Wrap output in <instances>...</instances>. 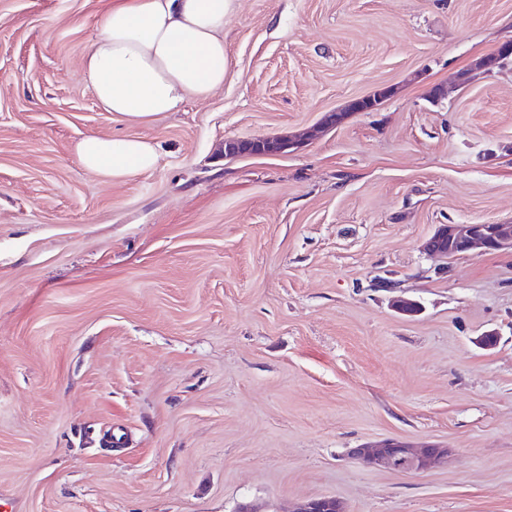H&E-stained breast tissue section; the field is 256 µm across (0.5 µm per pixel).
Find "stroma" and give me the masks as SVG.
Listing matches in <instances>:
<instances>
[{
	"instance_id": "1",
	"label": "stroma",
	"mask_w": 512,
	"mask_h": 512,
	"mask_svg": "<svg viewBox=\"0 0 512 512\" xmlns=\"http://www.w3.org/2000/svg\"><path fill=\"white\" fill-rule=\"evenodd\" d=\"M110 2L0 0V512H512V250L422 249L512 224V69L453 83L512 0H236L223 87L150 125L82 76ZM90 135L159 162L105 181ZM381 439L448 462L349 457ZM74 150L86 169L112 182L150 171L159 160L151 142L132 136H86L75 144ZM241 146L243 150L252 151L254 154H268V155H276L284 153L286 150H290L292 148H297L296 141L293 139H264V140H255V141H240L239 143H230L229 150H238ZM440 240H448L458 246L460 255H473L512 249V224H492L484 230L479 224H439L435 232L423 244L429 254L445 257ZM351 455L367 466H382L398 472H425L440 466L445 459V448L429 446L418 448L409 443L385 440L352 448Z\"/></svg>"
}]
</instances>
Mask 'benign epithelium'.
<instances>
[{
  "mask_svg": "<svg viewBox=\"0 0 512 512\" xmlns=\"http://www.w3.org/2000/svg\"><path fill=\"white\" fill-rule=\"evenodd\" d=\"M512 53V42L505 41L492 54L480 59L474 72L490 74L501 69L498 58ZM296 147L293 139H264L229 144V150L241 148L255 154L276 155ZM440 240L458 246L464 255L506 251L512 249V224H494L484 229L478 224H440L423 244V250L436 256H445ZM351 455L367 466H382L398 472H425L440 466L446 450L429 446L418 448L409 443L385 440L375 444L351 449ZM295 512H341L339 502L334 499L314 498L303 502Z\"/></svg>",
  "mask_w": 512,
  "mask_h": 512,
  "instance_id": "7a95c632",
  "label": "benign epithelium"
}]
</instances>
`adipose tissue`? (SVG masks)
<instances>
[{"label": "adipose tissue", "instance_id": "1", "mask_svg": "<svg viewBox=\"0 0 512 512\" xmlns=\"http://www.w3.org/2000/svg\"><path fill=\"white\" fill-rule=\"evenodd\" d=\"M236 0H115L96 23L83 76L115 120L148 125L223 87L224 24ZM75 153L88 170L122 182L154 169L146 139L91 135Z\"/></svg>", "mask_w": 512, "mask_h": 512}]
</instances>
